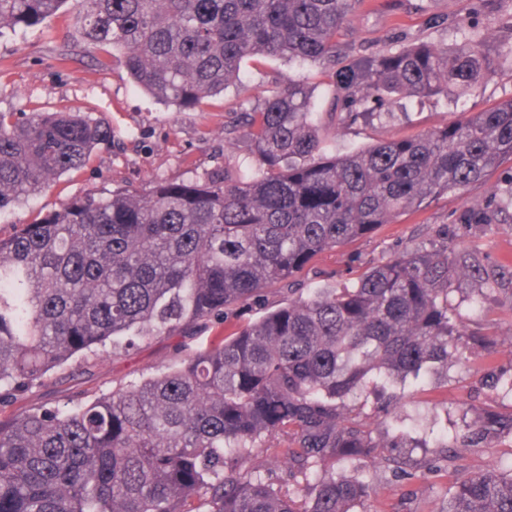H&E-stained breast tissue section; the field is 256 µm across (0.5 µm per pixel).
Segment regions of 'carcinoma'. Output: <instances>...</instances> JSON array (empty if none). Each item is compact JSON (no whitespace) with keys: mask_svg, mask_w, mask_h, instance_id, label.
Segmentation results:
<instances>
[{"mask_svg":"<svg viewBox=\"0 0 512 512\" xmlns=\"http://www.w3.org/2000/svg\"><path fill=\"white\" fill-rule=\"evenodd\" d=\"M72 39L122 52L133 83L190 110L240 78L249 58L326 68L332 96L288 80L224 127V170L74 197L0 237V405L120 338L149 340L224 316L264 289L288 299L139 384L68 409L0 420V512H355L373 487L328 464L374 448L355 400L373 374L395 386L469 357L448 315L452 286L481 275L448 234L406 246L349 284L308 292L295 273L318 253L461 193L512 161V98L413 137L341 157L322 141L396 96L473 94L494 72L484 42L416 40L344 63L336 33L357 0H0V34L37 27L65 4ZM258 169L233 162L238 127ZM112 128L102 117L0 112V212L81 170ZM512 195L461 212L491 224ZM280 441L294 490L224 475ZM411 435L386 426L384 448ZM478 448L480 431L442 444ZM314 476L306 488L298 476ZM441 512H512V470L458 480Z\"/></svg>","mask_w":512,"mask_h":512,"instance_id":"cac0c4a2","label":"carcinoma"}]
</instances>
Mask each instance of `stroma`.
Segmentation results:
<instances>
[{"label":"stroma","instance_id":"obj_1","mask_svg":"<svg viewBox=\"0 0 512 512\" xmlns=\"http://www.w3.org/2000/svg\"><path fill=\"white\" fill-rule=\"evenodd\" d=\"M478 5L479 0H362L341 32L343 47L394 50L420 38L461 46L468 39L483 38L497 72L476 94L397 106L392 117L339 130L325 140L324 151L345 154L380 140L413 136L512 98V0H497L494 9L485 12ZM432 13L475 19L479 25L429 30L425 21ZM72 29L73 14L65 6L42 26L0 34V112L103 115L112 126V140L99 146L84 169L61 176L20 207L1 214V234H10L37 215L89 191L106 193L129 184L145 189L158 178L182 182L222 170L224 124L234 112L291 78L306 80L316 98L329 92L321 66L266 57L244 61L240 81L224 94L204 100L195 109L179 110L156 102L138 88L127 74L121 52H113L111 66L105 69L78 45L72 60L59 66L56 57L69 43ZM491 193L502 197L512 193V167L502 166L466 192L439 197L368 236L319 253L295 276L297 283L310 288L323 280H352L368 267L387 261L394 250L428 244L445 229L452 232L462 255L487 271H503V278L483 281L481 291L464 281L448 296L450 317L466 329L462 346L472 355L469 363L445 375L430 373L419 382L407 380L404 388H380L359 399L362 417L377 443L385 438L380 409L385 402H393L403 428L415 441L414 447L400 449V456H442L439 437L454 435L465 423L478 426L487 417L512 414V399L498 395L490 385L491 377L512 375V278L507 275L512 268V219L502 214L492 224L452 221L454 214ZM282 299L281 293L267 290L251 304L210 321L197 335L161 336L116 353L101 352L88 363L74 359L65 370L48 375L12 404L0 407V417L42 405L62 408L78 398L99 397L115 387L141 382L174 367L215 337L234 335L242 325L277 308ZM483 345L492 347V359L477 357ZM493 469H512V438L493 429L482 447L458 449L450 468L424 479L396 474L364 455L335 464L336 472L358 476L376 488L357 512H442L457 478Z\"/></svg>","mask_w":512,"mask_h":512}]
</instances>
